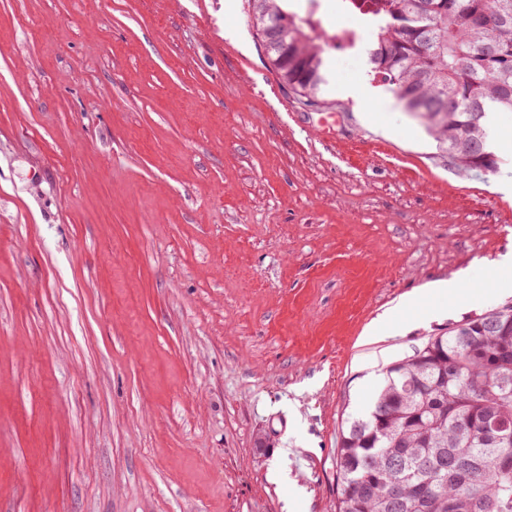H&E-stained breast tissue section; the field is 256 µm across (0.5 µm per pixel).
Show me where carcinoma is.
Returning <instances> with one entry per match:
<instances>
[{"mask_svg": "<svg viewBox=\"0 0 512 512\" xmlns=\"http://www.w3.org/2000/svg\"><path fill=\"white\" fill-rule=\"evenodd\" d=\"M288 0H251L261 42L284 22L273 67L323 104L325 30ZM371 71L462 171L494 173L488 116L512 112V0H373ZM336 512H512V306L428 339L386 369L337 449Z\"/></svg>", "mask_w": 512, "mask_h": 512, "instance_id": "1", "label": "carcinoma"}]
</instances>
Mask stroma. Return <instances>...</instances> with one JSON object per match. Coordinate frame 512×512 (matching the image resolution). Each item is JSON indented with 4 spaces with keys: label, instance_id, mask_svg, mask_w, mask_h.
<instances>
[{
    "label": "stroma",
    "instance_id": "obj_1",
    "mask_svg": "<svg viewBox=\"0 0 512 512\" xmlns=\"http://www.w3.org/2000/svg\"><path fill=\"white\" fill-rule=\"evenodd\" d=\"M249 10L0 0V512H336L386 367L512 305V112L461 173L367 58L304 106Z\"/></svg>",
    "mask_w": 512,
    "mask_h": 512
}]
</instances>
